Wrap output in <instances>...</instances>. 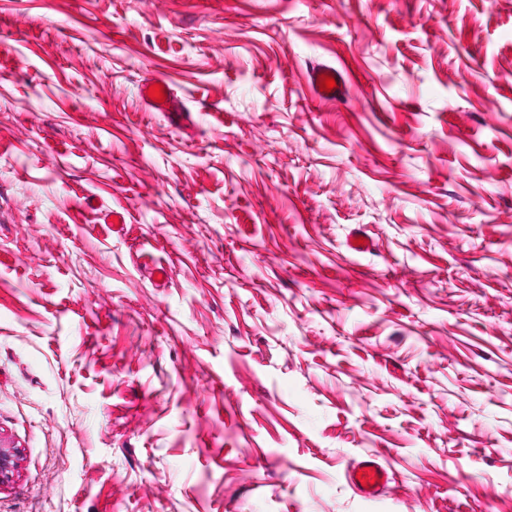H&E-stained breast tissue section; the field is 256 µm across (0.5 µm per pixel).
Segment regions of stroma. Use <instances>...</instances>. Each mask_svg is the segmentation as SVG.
Instances as JSON below:
<instances>
[{
  "label": "stroma",
  "instance_id": "1",
  "mask_svg": "<svg viewBox=\"0 0 512 512\" xmlns=\"http://www.w3.org/2000/svg\"><path fill=\"white\" fill-rule=\"evenodd\" d=\"M0 445V512H512V0H0ZM324 76L332 77L336 82V87L331 92L320 91L321 81L324 80ZM307 77L313 93L323 100L336 102L342 100L347 94L346 79L343 72L339 69L315 65L308 71ZM154 85H159L162 88L165 101L157 102V99L154 97H149L150 87ZM141 94L149 107L156 112H180V102L169 93L167 81L163 77L152 76L144 80ZM359 472H362V476H359ZM348 481L355 492L365 497H374L387 486L388 472L371 455L348 471Z\"/></svg>",
  "mask_w": 512,
  "mask_h": 512
}]
</instances>
